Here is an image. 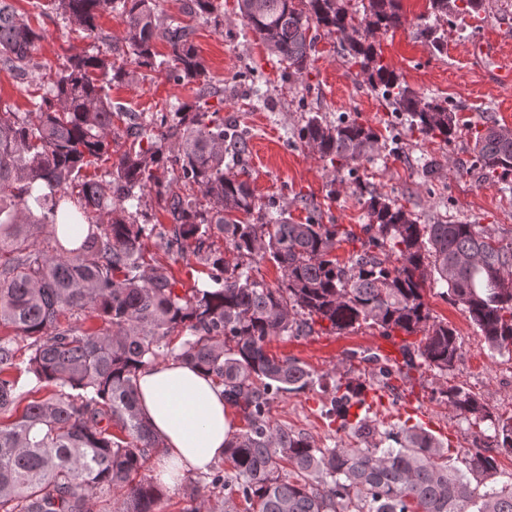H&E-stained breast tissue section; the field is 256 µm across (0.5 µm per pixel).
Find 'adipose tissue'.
Segmentation results:
<instances>
[{"label":"adipose tissue","mask_w":512,"mask_h":512,"mask_svg":"<svg viewBox=\"0 0 512 512\" xmlns=\"http://www.w3.org/2000/svg\"><path fill=\"white\" fill-rule=\"evenodd\" d=\"M138 407L165 443L156 462L168 487L182 471H204L224 456L232 432L224 389L200 369L170 361L138 374Z\"/></svg>","instance_id":"1"}]
</instances>
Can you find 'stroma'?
Instances as JSON below:
<instances>
[{
  "label": "stroma",
  "mask_w": 512,
  "mask_h": 512,
  "mask_svg": "<svg viewBox=\"0 0 512 512\" xmlns=\"http://www.w3.org/2000/svg\"><path fill=\"white\" fill-rule=\"evenodd\" d=\"M238 0H217L208 19L194 20L193 44L204 64V82L215 95L209 100L225 124L248 130L246 178L259 203H275L294 221L313 219L339 224L361 233L366 224V197L394 200L422 224L448 221L480 224L512 241V175L492 182L473 163L471 129L484 117L512 128V87L500 84L494 70L512 65V0H486L479 18L446 27L445 49L436 53L415 35L428 0H402L407 17L400 28L376 35L383 65L395 71L412 90L448 99L462 127L452 143L424 139L409 131L391 106L370 90L359 66L348 63L335 37L315 31L311 65L304 75L289 78L284 65L243 24ZM18 13L41 29L32 63L19 73L0 65V111L30 112L44 93L43 76L68 66L79 55H107L122 44L126 25L121 15H101L95 35L77 30L55 10L51 0H14ZM486 53H477L478 45ZM127 76L107 92L143 123H158L172 106L193 105L196 87L170 79L165 69L127 64ZM319 113L325 119L355 117L380 135L372 159L336 169L302 145L297 133L304 121ZM146 257L164 267L185 293L207 278L194 257L165 252L159 237L144 242ZM424 301L432 317L454 327L462 358L441 373L397 361L398 373L370 409L381 428L412 420L431 431L451 451L470 447L468 425L444 402L441 390L453 385L475 393L494 415L512 418V352H489L481 333L461 307L426 282ZM385 335L362 326L352 331L331 329L315 320L299 337L281 336L267 345L270 354L303 363L317 384L297 393L274 395L272 420L303 433L319 447L351 445V435L337 433L332 408L337 380H361L370 374Z\"/></svg>",
  "instance_id": "stroma-1"
}]
</instances>
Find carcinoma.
<instances>
[{
  "mask_svg": "<svg viewBox=\"0 0 512 512\" xmlns=\"http://www.w3.org/2000/svg\"><path fill=\"white\" fill-rule=\"evenodd\" d=\"M72 25L91 34L103 13L127 25L124 45L112 56H78L48 74V90L33 112H0V512H93L100 496L119 492L117 512H159L162 488L142 474L162 438L136 404L140 369L162 359L203 368L224 398L242 413L244 427L224 443L226 473L204 485L223 499V512H512V482L486 486L499 474L486 445L512 449V422L493 416L471 391L453 386L441 395L468 423L473 447L452 464L443 443L423 427L403 424L380 431L367 415L364 383L349 380L334 390L336 431L352 432L359 446L318 448L310 438L271 421L267 405L279 392L300 391L312 373L290 358L266 351L274 336H300L308 320L344 331L364 324L388 334L424 332L418 356L445 373L461 359L456 330L433 322L423 299L426 270L462 307L491 352L512 349V241L480 224H419L379 196L366 201L367 239L339 224H296L257 200L239 163L247 140L224 128L210 111L213 92L198 88L195 105L179 107L164 130L131 121L132 138L112 167L92 178L83 169L112 155L113 118L103 83L126 77L127 61L154 70V43L170 47L168 74L193 83L204 73L192 42L193 28L160 21L156 0H55ZM215 0H187L190 17L215 13ZM485 10V0H428L415 34L443 49L442 26ZM244 25L287 65L288 76L307 70L310 31L336 36L343 55L360 66L371 89L408 118L424 138L448 143L458 122L448 100L421 95L378 60L377 32L404 24L401 0H367L363 12L345 0H240ZM43 38L41 31L0 0V62L22 72ZM486 118L473 133L475 166L490 181L512 174V135ZM300 142L341 166L373 157L377 131L355 119L309 117ZM176 165L173 182L153 181V167ZM197 185L211 208L173 185ZM152 186L174 224H139L140 192ZM77 203L72 212L68 202ZM49 225L53 243L38 242ZM221 234L236 262L213 251ZM153 235L167 252L193 255L208 279L180 295L161 267L147 263L142 240ZM360 241L348 261L333 257L336 244ZM268 259L282 271L273 288L253 278V265ZM90 315L103 329L83 328ZM183 337L180 349L170 336ZM28 341L19 361L14 343ZM29 374L51 395L16 411L18 381ZM125 433L121 438L112 427ZM485 490H480V487Z\"/></svg>",
  "mask_w": 512,
  "mask_h": 512,
  "instance_id": "obj_1",
  "label": "carcinoma"
}]
</instances>
